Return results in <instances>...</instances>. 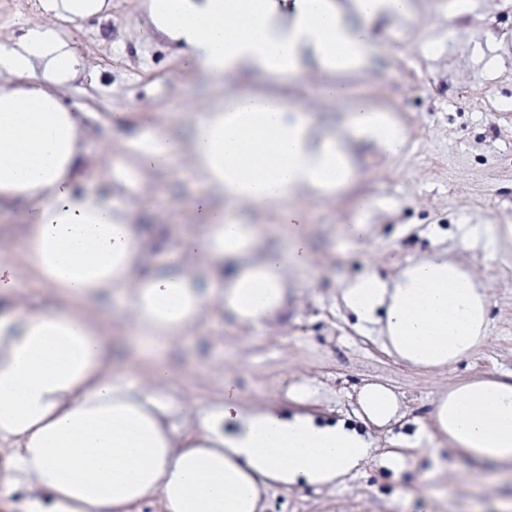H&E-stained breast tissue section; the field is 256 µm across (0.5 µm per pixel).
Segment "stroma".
Wrapping results in <instances>:
<instances>
[{
  "label": "stroma",
  "instance_id": "obj_1",
  "mask_svg": "<svg viewBox=\"0 0 512 512\" xmlns=\"http://www.w3.org/2000/svg\"><path fill=\"white\" fill-rule=\"evenodd\" d=\"M446 0H417L418 16L406 22L381 18L366 73L348 81L352 96L394 113L406 132L401 155L389 158L368 144L354 148L359 178L350 196L313 201L310 242L314 273L298 274L284 312L270 328L224 339L223 315L167 359L174 376L167 393L175 407L168 421L177 434L195 431L200 417L224 398V382L238 386L245 405L277 402L291 409L293 388L311 393L307 410L358 429L372 444L373 459L333 490L303 485L267 488L265 512H512V481L494 480L488 467L450 454L447 442L410 448L401 472L381 466L399 425L362 418L358 393L368 383L392 389L410 428L430 425L439 394L476 376L512 372V0H472L469 15L451 20ZM39 0H0V42L22 36L40 22ZM85 65L64 94L82 104L84 147L98 155L111 147L126 159L127 145L167 122H188L186 101L201 104L229 85L185 64L184 46L153 33L147 0H111L110 15L63 22ZM317 79L266 80L292 99L306 100L327 126L343 121L345 104L312 99ZM159 212L141 216V232L162 239L151 261L169 266L180 255L175 233H200L183 204L203 191L170 173L153 177ZM372 208L368 239L352 243L346 225L359 215L352 198ZM471 232L475 244L460 243ZM447 250L489 289L485 341L470 355L436 371H420L386 353L376 331L357 326L340 303L345 281L377 271L389 275L393 259Z\"/></svg>",
  "mask_w": 512,
  "mask_h": 512
}]
</instances>
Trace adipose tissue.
<instances>
[{"label":"adipose tissue","mask_w":512,"mask_h":512,"mask_svg":"<svg viewBox=\"0 0 512 512\" xmlns=\"http://www.w3.org/2000/svg\"><path fill=\"white\" fill-rule=\"evenodd\" d=\"M41 11L74 22L108 13V0H40ZM158 33L189 47V67L212 78L251 73L300 79L314 65L317 95L348 105L343 124L324 127L304 102L245 86L192 112L189 137L178 126L132 144L128 174L172 172L201 182L189 203L200 234L177 244L184 267L150 265L151 242L135 219L156 212L155 192L130 206L83 190L88 165L81 108L60 90L82 62L55 27L29 29L0 46V206L27 205L24 258L54 293L110 297L128 314L130 341L171 345L209 310L230 316V333L262 328L283 307L289 275L310 270V218L304 198L347 193L358 178L351 147L362 142L399 155L406 133L391 114L349 96L346 77L369 65L372 23L413 20L414 0H149ZM287 226L278 246L256 249L259 213ZM228 265L220 280L198 276L192 261ZM340 300L361 326L380 328L383 347L422 370L468 355L489 324L485 287L436 250L400 264L393 276L348 281ZM146 386L110 365L101 325L80 310L34 306L0 312V442L17 446L0 497L28 487V512H126L161 497L165 512H258L260 488L340 486L369 461L366 438L344 422L305 411L307 387L290 393L293 410L247 408L233 381L198 430L175 438L164 424L173 371L156 358ZM374 424L395 420L396 396L379 384L359 393ZM436 438L453 451L512 473V373L455 383L439 397L431 430L395 440L381 462L399 471L404 451Z\"/></svg>","instance_id":"1"}]
</instances>
